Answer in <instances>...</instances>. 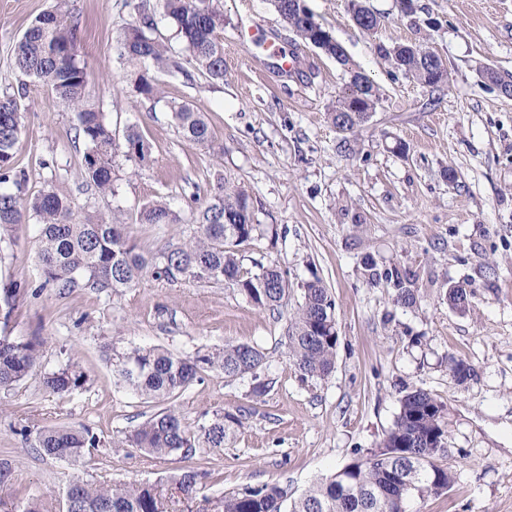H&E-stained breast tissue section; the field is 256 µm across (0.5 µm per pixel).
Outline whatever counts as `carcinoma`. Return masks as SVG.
<instances>
[{"instance_id":"cac0c4a2","label":"carcinoma","mask_w":512,"mask_h":512,"mask_svg":"<svg viewBox=\"0 0 512 512\" xmlns=\"http://www.w3.org/2000/svg\"><path fill=\"white\" fill-rule=\"evenodd\" d=\"M284 28L333 58L349 74V81L330 113L342 132H352L370 117L379 99L377 86L354 65L342 45L322 25L288 8V0H270ZM163 15L176 29L184 48L205 77L224 80V10L219 0H159ZM137 21L124 27L117 39L121 59L131 68L136 91L147 99H161L162 90L138 68L148 64L170 74L184 73L177 55L155 35L154 15L148 0L134 6ZM353 22L372 33L379 17L365 0H349ZM380 54L394 60L397 68L429 87L439 86L438 76L447 71L442 58L417 44L377 46ZM78 26L68 10V0H54L25 30L13 48V66L19 75L45 85L72 112L77 136L86 145L83 173L87 185L102 195L114 194L112 157L119 144L104 112L87 104L86 66L78 61ZM482 78L499 92L512 97V75L479 66ZM27 84L19 82L13 92L0 94V184L12 183L16 192L0 191V232L36 218L39 225L37 263L45 283L66 295L77 288L111 291L134 286L145 275L168 284L179 282H228L259 309L275 310L288 294V280L281 267L256 262L255 270L243 267L239 247L257 230L248 194L217 180L212 201L189 210L197 232L186 241L171 245L151 258L137 251L126 232L123 210L97 214L75 208L71 197L49 186L35 195L22 194L24 170L15 167V147L23 129L28 105ZM179 132L188 142L213 152H223L216 143L207 117L190 103H170ZM126 156L146 160L148 148L140 133L129 128L124 134ZM140 224H180L184 217L163 201L144 204ZM392 284L393 303L413 307L418 300L415 275L397 268L382 274ZM448 306L464 312L466 289L448 288ZM339 336L335 307L319 278L305 283L303 299L288 324V360L303 379L324 378L335 368ZM117 379L142 397L163 403L199 379L201 371L217 368L226 378L247 375L256 379L251 394L263 396L267 383L258 380L265 354L248 343L227 342L194 357H182L157 347H136L109 357ZM37 356L31 341L0 336V387H9L35 373ZM448 370L457 384L471 379L473 369L463 359H448ZM87 374L78 366L42 376L46 391L65 395L81 389ZM399 413L379 448L355 457L339 471L317 480L288 510H283L286 492L277 485L247 487L224 495L220 512H408L415 495H441L451 488L454 476L439 464L448 455V429L443 405L428 391L413 389L399 399ZM245 415L217 411L190 426L175 409L165 407L146 419L123 444L156 456L180 453L185 458L198 448L224 449L243 427ZM100 440L88 429L65 425L37 429L33 447L45 457L77 462L99 447ZM211 472L201 467L184 471L176 480L178 489L192 498L201 492ZM71 500L79 512H167L166 498L156 485L85 479L69 480L63 500Z\"/></svg>"}]
</instances>
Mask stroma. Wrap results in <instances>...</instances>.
<instances>
[{
    "mask_svg": "<svg viewBox=\"0 0 512 512\" xmlns=\"http://www.w3.org/2000/svg\"><path fill=\"white\" fill-rule=\"evenodd\" d=\"M136 0H69L79 24L87 91L116 133L137 125L148 146L145 163L116 152L115 193L81 189L85 145L71 112L37 81L27 85L30 108L16 149L27 174L26 193L56 184L77 208L124 210L140 253L194 235L195 225L141 224L142 205L163 200L186 210L190 198L209 202L217 177L248 193L253 220L276 225L242 247L245 267L277 263L288 273L287 300L260 310L226 282L168 284L142 278L122 293L80 288L58 296L45 286L36 253L35 221L0 236V336L37 345L34 376L0 389V512L22 498L59 512L66 483L77 469L40 456L30 446L37 428H87L101 444L80 471L87 478L162 485L169 512H214L224 494L276 484L296 498L319 478L343 468L356 453L377 448L392 427L400 397L429 391L446 409L454 474L442 495L412 498L411 512H512V98L482 79L477 66L512 73V0H415L417 24L396 0H366L380 14L375 33L360 30L348 0H307L317 21L379 88L371 117L355 132L336 130L328 117L347 80L319 49L286 35L270 0H221L224 78L206 79L174 28L157 32L178 51L184 75L150 69L164 99L139 95L126 80L116 36L136 18ZM51 0H0V92L18 85L12 49ZM251 19L287 37L297 59L279 73L261 63L254 45L236 31ZM423 43L445 61L448 82L418 83L378 54L377 44ZM203 110L223 153L185 141L169 102ZM405 142L406 152L395 151ZM376 272L408 267L418 273L420 299L392 303L389 283ZM320 278L335 304L339 344L334 371L301 381L288 361L285 334L305 283ZM25 294L8 293L12 283ZM462 284L466 312L444 295ZM244 342L261 349L265 396L250 394L251 377L217 370L171 404L189 424L204 413L242 410L246 423L223 450L197 449L194 463L211 469L202 495L189 499L175 484L185 462L160 459L123 441L157 409L119 384L103 350L160 346L183 356ZM466 360L474 375L457 385L449 356ZM74 361L87 373L84 388L48 393L41 374Z\"/></svg>",
    "mask_w": 512,
    "mask_h": 512,
    "instance_id": "stroma-1",
    "label": "stroma"
}]
</instances>
